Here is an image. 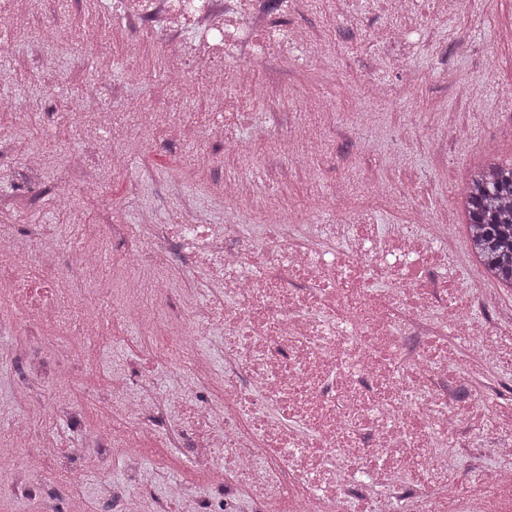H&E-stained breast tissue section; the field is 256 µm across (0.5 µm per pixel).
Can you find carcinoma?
I'll list each match as a JSON object with an SVG mask.
<instances>
[{"label":"carcinoma","instance_id":"carcinoma-1","mask_svg":"<svg viewBox=\"0 0 512 512\" xmlns=\"http://www.w3.org/2000/svg\"><path fill=\"white\" fill-rule=\"evenodd\" d=\"M461 206L469 247L484 274L512 289V165L475 167Z\"/></svg>","mask_w":512,"mask_h":512}]
</instances>
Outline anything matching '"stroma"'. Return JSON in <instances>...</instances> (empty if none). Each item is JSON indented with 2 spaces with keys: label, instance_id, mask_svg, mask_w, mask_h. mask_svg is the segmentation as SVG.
<instances>
[{
  "label": "stroma",
  "instance_id": "stroma-1",
  "mask_svg": "<svg viewBox=\"0 0 512 512\" xmlns=\"http://www.w3.org/2000/svg\"><path fill=\"white\" fill-rule=\"evenodd\" d=\"M80 19V0H41L35 15L0 19V95L26 107L21 118H0V127L22 124L6 156L11 168L0 173V198L18 196L11 170L28 148L59 152V118L74 127L83 122L72 90L94 81L98 57L113 60L112 79L122 87L120 96L103 95L97 106L102 115L122 111L127 99L144 101L158 112L209 109L202 94L165 86L164 69L171 59L166 47L127 58L117 26L101 54L60 67L53 87L44 89L38 78L47 59L31 53L30 44L43 37L53 50L75 45ZM288 25L301 33L292 60L271 59L250 68L251 81L268 86L270 93L252 105L250 122L236 132L243 155L202 174L187 169L192 148L169 145L152 154L133 140L120 173L90 188L75 187L74 209L61 210L57 195L65 176L60 169L49 170L25 202L31 222L53 225L67 250L79 245L71 229L76 221L136 223L141 202L127 196L126 187L149 168L155 180L178 175L186 181L202 222L210 217L217 185L239 177L282 209L304 206L315 180L323 189L349 192L360 204L366 196L391 192L393 203L373 214L378 224L399 223L401 210L413 201L427 206L446 196L453 223L455 199L471 169L488 158L512 163V0H413L406 18L390 13L383 0H306ZM387 28L400 30V37L379 41L377 32ZM138 69L148 70L149 79L126 83V73ZM461 84L470 86L471 98L458 97ZM371 86L376 95H368ZM312 112L336 115L324 147L280 157L277 137L286 134L287 123ZM372 135L384 140L386 150H368Z\"/></svg>",
  "mask_w": 512,
  "mask_h": 512
}]
</instances>
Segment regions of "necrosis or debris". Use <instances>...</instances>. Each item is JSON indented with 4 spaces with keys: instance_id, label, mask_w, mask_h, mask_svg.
Instances as JSON below:
<instances>
[{
    "instance_id": "1",
    "label": "necrosis or debris",
    "mask_w": 512,
    "mask_h": 512,
    "mask_svg": "<svg viewBox=\"0 0 512 512\" xmlns=\"http://www.w3.org/2000/svg\"><path fill=\"white\" fill-rule=\"evenodd\" d=\"M302 0H113L131 54L165 44L180 60L167 84L186 79L221 108L160 124L148 105L112 115V169L124 165L131 130L162 126L147 148L208 136L239 154L237 128L261 91L228 93L229 74L287 58L298 37L289 16ZM219 218L160 224L145 209L140 224H84L81 246L63 252L43 225L0 230V324L20 342L0 364L21 369L9 388L26 397L65 380L49 412L83 431L85 452L72 457L29 429L0 440V473L14 496L60 512L87 472L102 481L113 512H143V495L113 485L106 449L137 465L144 446L165 430L169 447L192 462L198 482L162 481L157 512H176L194 492L211 494L198 512H512V396L484 382L488 368L512 375V321L479 314L492 306L449 240H435V214L418 206L383 231L371 213L337 197L341 223H319V209L298 220L267 208L251 186L225 179ZM127 241L113 252L111 280L91 285L105 232ZM195 278L180 287L176 271ZM143 335L163 339L172 388L153 374L100 373L93 343L121 345L105 325L107 306ZM217 331L223 376L199 348ZM66 339L77 368L59 370L45 354ZM110 389L105 423L84 430L75 394L87 380ZM32 448L24 466L16 452ZM67 481L31 484L49 462Z\"/></svg>"
}]
</instances>
